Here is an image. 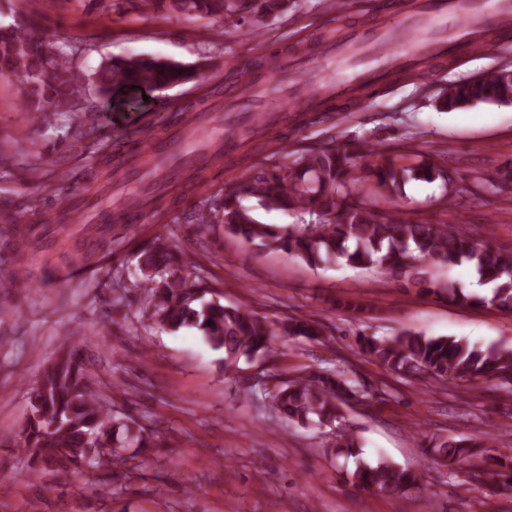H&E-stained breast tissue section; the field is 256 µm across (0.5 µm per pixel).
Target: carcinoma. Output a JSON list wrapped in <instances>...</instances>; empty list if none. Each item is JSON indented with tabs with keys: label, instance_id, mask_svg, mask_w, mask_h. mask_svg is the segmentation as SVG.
<instances>
[{
	"label": "carcinoma",
	"instance_id": "cac0c4a2",
	"mask_svg": "<svg viewBox=\"0 0 512 512\" xmlns=\"http://www.w3.org/2000/svg\"><path fill=\"white\" fill-rule=\"evenodd\" d=\"M288 0H125V5L143 11L158 5L186 19L233 18L237 23L253 15L254 22L282 12ZM16 78L18 99L27 114L47 116V110L73 113L71 138L81 142L97 134L88 123L90 111L80 107L82 86L64 47H49L30 24L0 25V79ZM196 77V69L154 57L111 59L89 77L100 99L97 111L113 110L117 92L134 90L162 92ZM512 70L503 68L477 82L461 81L448 86L438 99L441 111L452 112L478 104H511ZM215 116L195 113L181 119L180 129L152 132L156 141L181 139L195 145L193 154L178 159L163 173L154 154L133 150L118 162L112 155V140L97 139V161L84 193L68 199L61 215L53 220L41 209L40 197L18 216H3L4 228L14 242L15 268L0 278V289L13 287L19 272L25 280L36 279L33 257L50 260L55 254L68 263H84L92 256L121 217L129 210L103 211L94 224H74L72 216L83 210L86 196L101 197L122 183L133 171L149 178L144 200L159 213L171 200L197 192L209 181V172L222 166L224 143L229 142L248 157L258 134L246 124L224 129V137L210 139L207 131ZM448 166L425 161L415 167L395 164L375 143H331L284 163L260 170L243 181L230 183L224 196L201 202L200 224H222L224 230L248 243L283 251L308 264L327 258L338 264L375 266L406 276V285L463 306L493 305L512 312V254L476 240L465 224H432L411 221L401 212L380 206L393 203L409 180H445ZM281 210L297 216L286 227L264 224L255 207ZM30 224V233L16 237V223ZM428 256L434 262L473 269L491 295L468 292L449 280L439 282L414 261ZM140 270L150 292L151 306L143 315L169 330L195 328L215 350H224V366L241 358L253 359L271 351L282 336L319 339V325L305 318L268 320L242 306L204 301L202 286L189 281L182 263V250L174 243L155 241L139 253ZM358 353L374 360L390 373L426 376L437 382L493 378L512 393V350L490 345L475 347L448 336L431 337L405 332L392 338L360 336ZM277 414L303 426L333 430L335 452L361 447L357 434L343 424V406L364 396L343 373H325L290 379L266 392ZM29 412L14 448L27 454L37 466L78 470L82 466L110 468L127 463L126 449L148 445L146 428L114 407L105 404L99 388L85 370L81 346L68 337L61 354L29 387ZM435 457L451 463L483 452V445L469 437H439ZM352 480L386 496H405L417 486L416 475L380 457L359 462Z\"/></svg>",
	"mask_w": 512,
	"mask_h": 512
}]
</instances>
